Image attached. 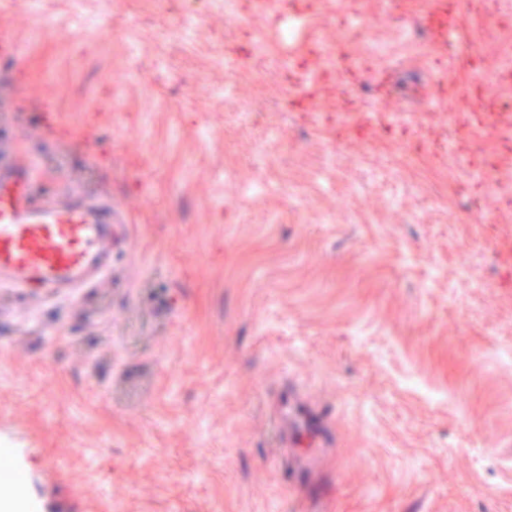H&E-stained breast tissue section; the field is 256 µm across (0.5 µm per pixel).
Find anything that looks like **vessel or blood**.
I'll use <instances>...</instances> for the list:
<instances>
[{
  "instance_id": "1",
  "label": "vessel or blood",
  "mask_w": 512,
  "mask_h": 512,
  "mask_svg": "<svg viewBox=\"0 0 512 512\" xmlns=\"http://www.w3.org/2000/svg\"><path fill=\"white\" fill-rule=\"evenodd\" d=\"M308 0H250L272 18L306 13ZM33 165L0 154V288L71 298L112 268L120 222L111 199L44 190Z\"/></svg>"
}]
</instances>
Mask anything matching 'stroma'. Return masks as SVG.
<instances>
[{
    "mask_svg": "<svg viewBox=\"0 0 512 512\" xmlns=\"http://www.w3.org/2000/svg\"><path fill=\"white\" fill-rule=\"evenodd\" d=\"M433 2L0 0V149L125 217L0 292V512H512V0ZM310 1L305 0H251L250 10L252 13H260L272 18L281 17L286 10L294 16H301L310 7Z\"/></svg>",
    "mask_w": 512,
    "mask_h": 512,
    "instance_id": "obj_1",
    "label": "stroma"
}]
</instances>
